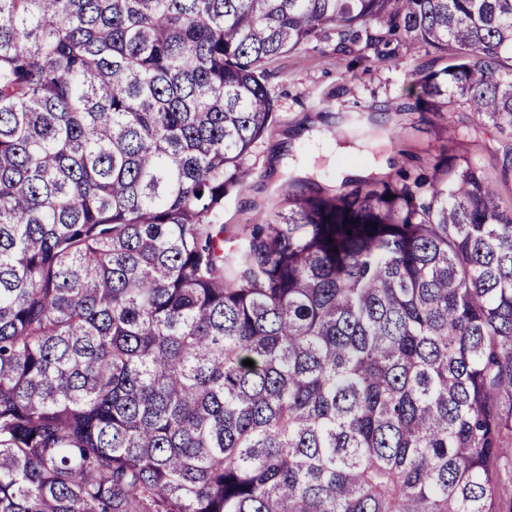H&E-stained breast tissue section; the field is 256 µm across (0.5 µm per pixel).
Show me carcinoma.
<instances>
[{
  "label": "carcinoma",
  "mask_w": 512,
  "mask_h": 512,
  "mask_svg": "<svg viewBox=\"0 0 512 512\" xmlns=\"http://www.w3.org/2000/svg\"><path fill=\"white\" fill-rule=\"evenodd\" d=\"M333 34L451 52L414 107L512 131V0H0V512H500L512 207L481 169L295 180L224 248L267 63Z\"/></svg>",
  "instance_id": "carcinoma-1"
}]
</instances>
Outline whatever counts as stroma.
Segmentation results:
<instances>
[{
  "label": "stroma",
  "mask_w": 512,
  "mask_h": 512,
  "mask_svg": "<svg viewBox=\"0 0 512 512\" xmlns=\"http://www.w3.org/2000/svg\"><path fill=\"white\" fill-rule=\"evenodd\" d=\"M335 45L330 39L269 63L278 120L247 159L255 178L224 199L220 222L227 240L242 243L257 212L283 208L290 181L326 190L390 182L401 168L431 170L442 154L483 168L497 180L500 204L512 207V178L500 176L512 135L454 105L441 112L401 108L412 84L444 70L447 56L401 48L380 59L365 47L343 56Z\"/></svg>",
  "instance_id": "35a3bbf8"
}]
</instances>
